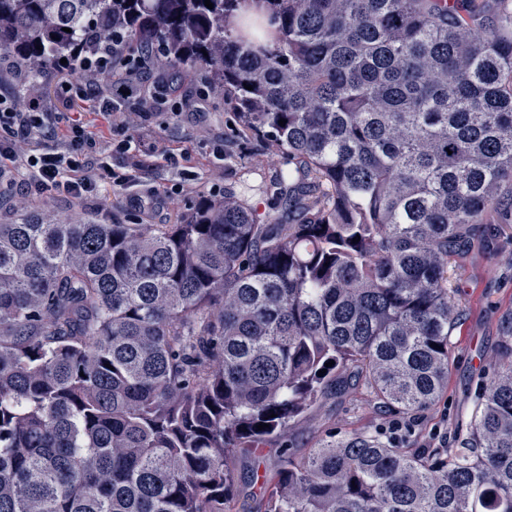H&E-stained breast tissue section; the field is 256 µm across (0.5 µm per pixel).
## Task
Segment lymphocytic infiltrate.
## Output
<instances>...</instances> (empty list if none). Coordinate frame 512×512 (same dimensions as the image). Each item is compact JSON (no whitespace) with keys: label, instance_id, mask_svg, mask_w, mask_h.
I'll use <instances>...</instances> for the list:
<instances>
[{"label":"lymphocytic infiltrate","instance_id":"obj_1","mask_svg":"<svg viewBox=\"0 0 512 512\" xmlns=\"http://www.w3.org/2000/svg\"><path fill=\"white\" fill-rule=\"evenodd\" d=\"M1 71L10 74L13 95L0 97V188L9 191L22 184L41 193L53 191L94 204L98 182L109 168L98 157L96 141L82 119L67 118L66 150L45 146L57 117L44 111L40 97L33 93L30 68L4 52L0 54ZM19 136L31 145L23 155L16 147Z\"/></svg>","mask_w":512,"mask_h":512}]
</instances>
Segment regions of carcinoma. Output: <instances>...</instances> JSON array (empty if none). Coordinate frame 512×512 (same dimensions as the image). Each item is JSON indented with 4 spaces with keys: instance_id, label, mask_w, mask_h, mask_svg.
<instances>
[{
    "instance_id": "carcinoma-1",
    "label": "carcinoma",
    "mask_w": 512,
    "mask_h": 512,
    "mask_svg": "<svg viewBox=\"0 0 512 512\" xmlns=\"http://www.w3.org/2000/svg\"><path fill=\"white\" fill-rule=\"evenodd\" d=\"M474 2L0 0L35 74L93 35L156 52L294 164L265 214L229 190L177 224H0V512H227L242 451L263 512H512V318L453 445L261 469L332 389L403 415L445 390L448 264L512 211V9Z\"/></svg>"
}]
</instances>
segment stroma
Here are the masks:
<instances>
[{
  "label": "stroma",
  "mask_w": 512,
  "mask_h": 512,
  "mask_svg": "<svg viewBox=\"0 0 512 512\" xmlns=\"http://www.w3.org/2000/svg\"><path fill=\"white\" fill-rule=\"evenodd\" d=\"M63 81V74L57 72L37 79L49 111L64 117L82 114L88 132L99 150L108 154L113 172L123 183H101L93 207L18 186L0 197V223L35 216L83 224H173L199 197L220 199L225 190L245 185L250 188V203L267 209L265 182L276 170L287 168L288 158L258 139L237 135L230 98L207 93L191 76H176L159 57L143 69L136 84L127 86L120 77H113L109 95L119 110L107 118L100 114L94 98L63 92ZM157 93L166 98V109L139 119L145 98ZM128 133L135 141L132 150L113 152L112 143ZM160 142L179 157V166L168 165L155 152ZM148 193L155 194V207L135 206V197ZM449 286L460 309L450 337L453 365L441 402L420 414L414 432L400 434L413 448L430 446L433 434L439 432H467L481 375L501 357V324L512 317L511 213L496 208L487 211L470 245L452 259ZM394 419L365 387L334 391L292 425L286 438L268 441L262 456L271 466L279 448L305 453L328 434L386 432Z\"/></svg>",
  "instance_id": "stroma-1"
}]
</instances>
